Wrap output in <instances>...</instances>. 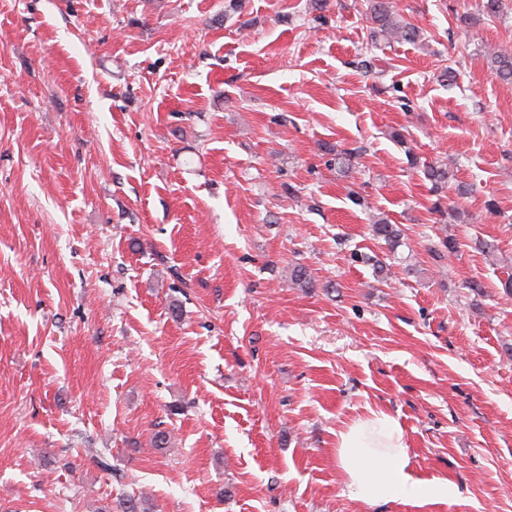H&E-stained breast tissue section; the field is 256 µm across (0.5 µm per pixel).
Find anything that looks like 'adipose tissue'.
Masks as SVG:
<instances>
[{"label": "adipose tissue", "instance_id": "obj_1", "mask_svg": "<svg viewBox=\"0 0 512 512\" xmlns=\"http://www.w3.org/2000/svg\"><path fill=\"white\" fill-rule=\"evenodd\" d=\"M336 454L351 497L370 505L381 506L404 496L445 500L453 494L448 482L412 475L404 433L384 412L348 424L338 434Z\"/></svg>", "mask_w": 512, "mask_h": 512}]
</instances>
